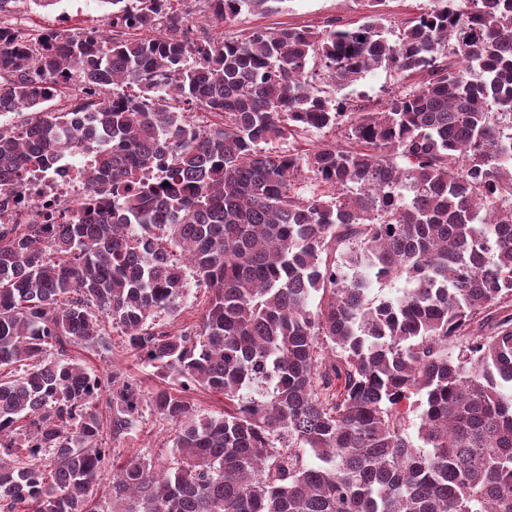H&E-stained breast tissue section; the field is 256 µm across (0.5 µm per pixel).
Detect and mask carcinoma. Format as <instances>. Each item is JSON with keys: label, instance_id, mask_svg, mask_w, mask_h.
<instances>
[{"label": "carcinoma", "instance_id": "1", "mask_svg": "<svg viewBox=\"0 0 512 512\" xmlns=\"http://www.w3.org/2000/svg\"><path fill=\"white\" fill-rule=\"evenodd\" d=\"M100 2L102 39L0 23V113H25L0 126V196L80 156L112 201L0 224V512H512V0L231 39L171 0ZM189 2L219 25L273 0ZM381 66L383 105L319 88ZM325 128L344 136L261 148ZM187 267L208 302L172 332ZM105 320L176 384L151 400L176 467L107 447L138 385L69 355ZM191 399L198 412L219 414L224 411V396L218 393L196 391L191 394Z\"/></svg>", "mask_w": 512, "mask_h": 512}]
</instances>
